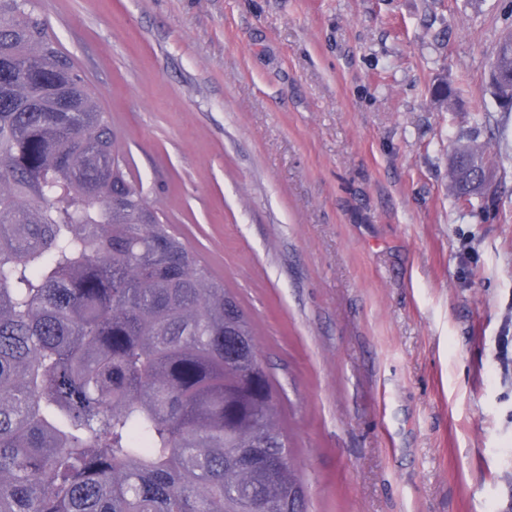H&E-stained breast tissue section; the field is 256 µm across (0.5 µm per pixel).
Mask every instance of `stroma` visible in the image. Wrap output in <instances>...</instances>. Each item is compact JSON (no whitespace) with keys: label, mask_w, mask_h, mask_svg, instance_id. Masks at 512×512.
Returning <instances> with one entry per match:
<instances>
[{"label":"stroma","mask_w":512,"mask_h":512,"mask_svg":"<svg viewBox=\"0 0 512 512\" xmlns=\"http://www.w3.org/2000/svg\"><path fill=\"white\" fill-rule=\"evenodd\" d=\"M36 11L253 321L309 512H512V112L489 84L512 0ZM468 142L491 176L464 204ZM465 146L466 150L459 153H453L452 165L450 168V181L457 199L460 200L461 195L472 192L469 187V177L471 175L470 167L465 161L464 153L477 154L480 150L478 146ZM470 147V148H469Z\"/></svg>","instance_id":"obj_1"}]
</instances>
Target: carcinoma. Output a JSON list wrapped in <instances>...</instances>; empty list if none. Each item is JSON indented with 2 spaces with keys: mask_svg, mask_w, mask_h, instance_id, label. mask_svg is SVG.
<instances>
[{
  "mask_svg": "<svg viewBox=\"0 0 512 512\" xmlns=\"http://www.w3.org/2000/svg\"><path fill=\"white\" fill-rule=\"evenodd\" d=\"M31 2L0 0V512H306L251 318Z\"/></svg>",
  "mask_w": 512,
  "mask_h": 512,
  "instance_id": "obj_1",
  "label": "carcinoma"
}]
</instances>
